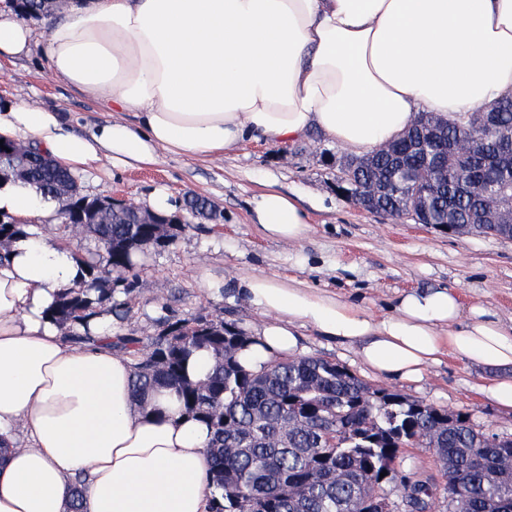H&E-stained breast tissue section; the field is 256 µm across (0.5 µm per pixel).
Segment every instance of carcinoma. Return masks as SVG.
<instances>
[{"instance_id": "cac0c4a2", "label": "carcinoma", "mask_w": 512, "mask_h": 512, "mask_svg": "<svg viewBox=\"0 0 512 512\" xmlns=\"http://www.w3.org/2000/svg\"><path fill=\"white\" fill-rule=\"evenodd\" d=\"M59 0H21L23 18L46 15ZM500 104L498 132L512 133V97ZM482 108L448 118L427 113L442 134L455 142L485 135ZM417 128L403 134L401 163L380 145L366 154L364 170L356 156V175L383 178L382 210L408 217L410 196L395 195L401 165L417 164L420 184L431 186L428 209L450 204L457 223L454 236L512 240L507 224H473L478 209L512 200L492 187L468 181L473 154L453 151L425 161L434 149L413 148ZM37 185L60 203L59 213L78 214L99 251L76 255L81 269L77 287L61 289L53 319L72 327L112 305L117 290L134 287L138 256L171 244L183 224H139L132 208L114 207L105 197L78 192L77 177L31 145L8 143L0 149V177ZM24 226L0 218V259ZM246 332L234 322L194 316L167 321L147 343L118 336L113 349L133 361L132 393L137 398L158 388L177 392L183 410L210 430L207 445L214 495L207 512H427L436 491L448 495V512H512V437H497L475 425L469 414L450 412L421 400L374 386L348 368L324 357L274 360L252 372L239 361ZM208 355L206 376L190 375L191 364ZM405 448H427L435 456L444 483L406 481L399 474ZM387 475L380 476V473ZM406 494L392 500L397 486Z\"/></svg>"}]
</instances>
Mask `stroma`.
<instances>
[{
  "label": "stroma",
  "mask_w": 512,
  "mask_h": 512,
  "mask_svg": "<svg viewBox=\"0 0 512 512\" xmlns=\"http://www.w3.org/2000/svg\"><path fill=\"white\" fill-rule=\"evenodd\" d=\"M0 96L66 112L74 131L104 121L105 109L42 70L39 56L0 64ZM347 153L319 132L289 143L250 142L206 161L161 153L151 166L100 167L79 174L83 195L144 204L155 187L178 198H205L219 221L193 217L172 244L148 250L135 270V286L116 294L109 312L116 334L147 339L165 319L202 314L252 329L260 311L234 286L244 273L294 279L332 292L375 315L390 313L403 291L448 287L463 307L482 306L512 323V241L455 237L430 224L367 212L337 186ZM294 196L310 230L289 243L263 237L250 221V202L267 183ZM301 353L347 367L367 382L407 398L469 413L477 426L512 435V411L499 409L477 390L486 372L443 358L422 380H376L355 346L300 331Z\"/></svg>",
  "instance_id": "35a3bbf8"
}]
</instances>
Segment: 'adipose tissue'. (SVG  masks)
Masks as SVG:
<instances>
[{
  "label": "adipose tissue",
  "instance_id": "obj_1",
  "mask_svg": "<svg viewBox=\"0 0 512 512\" xmlns=\"http://www.w3.org/2000/svg\"><path fill=\"white\" fill-rule=\"evenodd\" d=\"M40 49L48 74L101 102L108 119L72 131L63 112L0 103V140L36 142L86 172L207 160L250 141L310 130L354 155L400 135L422 111L467 113L512 96V0H67L43 31L0 5V61ZM134 120H127V113ZM0 213L55 223L35 185L0 182ZM268 238L298 241L305 212L275 186L254 198ZM80 269L71 249L29 234L0 259V512H206L209 431L176 393L135 398L129 356L104 317L92 342L51 316ZM237 287L263 322L241 351L250 369L295 356L300 328L356 345L381 379H420L442 357L494 371L480 392L512 410V325L455 291L411 290L375 318L299 282L245 273Z\"/></svg>",
  "mask_w": 512,
  "mask_h": 512
}]
</instances>
